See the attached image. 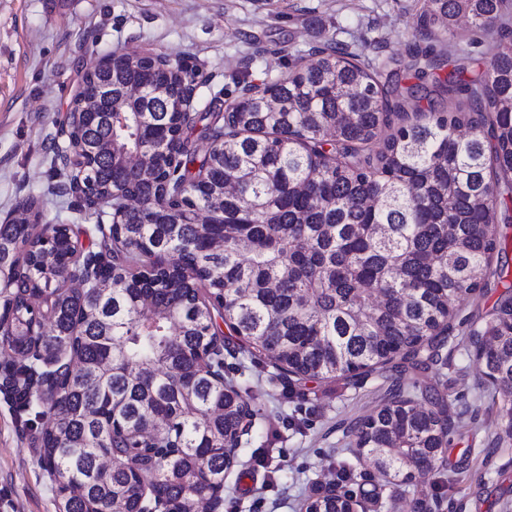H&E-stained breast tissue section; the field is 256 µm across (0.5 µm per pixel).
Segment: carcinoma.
Here are the masks:
<instances>
[{
    "mask_svg": "<svg viewBox=\"0 0 512 512\" xmlns=\"http://www.w3.org/2000/svg\"><path fill=\"white\" fill-rule=\"evenodd\" d=\"M419 2L416 31L436 40L461 16L476 28L512 20V0ZM311 56L271 84L242 81L235 99L177 126L170 98L196 71L160 54L120 58L101 75L112 103L156 78L171 80L170 96L133 104L119 124L76 123L74 99L60 135L113 151L85 167L54 151L72 169L55 196L90 189L83 209L97 216V247L75 243L69 224L49 236L0 224V286L13 289L0 305V371L25 424L42 422L41 464L69 512H112L118 498L134 512L143 496L185 512L198 493L223 504L228 444L249 433L240 424L251 396L225 379L219 323L304 379L355 376L397 356L426 369L470 297L507 277L496 225L512 223V30L485 67L461 48L443 77L447 59L431 47L362 60L328 38ZM270 91L276 112L262 105ZM436 97L454 104L438 112ZM423 100L424 111L409 106ZM149 142L160 161H131ZM171 253L177 270L164 262ZM101 276L112 280L103 299L92 288ZM469 336L511 441V292ZM442 405L436 389L416 386L350 428L348 447L385 480L446 468L463 484L471 474L444 461L457 425ZM154 415L159 437L133 432ZM380 448L393 449L381 466ZM349 502L316 493L305 512H347Z\"/></svg>",
    "mask_w": 512,
    "mask_h": 512,
    "instance_id": "1",
    "label": "carcinoma"
}]
</instances>
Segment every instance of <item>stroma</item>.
<instances>
[{
    "label": "stroma",
    "instance_id": "1",
    "mask_svg": "<svg viewBox=\"0 0 512 512\" xmlns=\"http://www.w3.org/2000/svg\"><path fill=\"white\" fill-rule=\"evenodd\" d=\"M416 0H0V221L23 199L40 202L45 222L81 232L84 246L99 240L77 206L58 198L60 175L46 147L70 108L86 61L113 51H152L193 66L200 76L192 109L214 98L233 100L239 82L278 78L333 37L353 54L408 57ZM499 27L472 29L436 43L454 56L465 48L490 52ZM501 294L492 288L470 299L463 321L425 373L397 374L388 364L350 377L306 380L283 373L264 351L225 336L228 376L248 385L253 427L237 450L246 479L228 473L224 504L235 512H303L309 495L335 484L358 500L360 512H512V441L490 411V389L466 341L467 320L488 314ZM431 384L445 396L460 431L452 459L471 464L461 485L432 477L418 492L380 481L373 465L347 447L345 429L386 401L396 379ZM38 432L22 427L16 404L0 392V512H56V484L39 463ZM378 487L379 496L362 500Z\"/></svg>",
    "mask_w": 512,
    "mask_h": 512
}]
</instances>
